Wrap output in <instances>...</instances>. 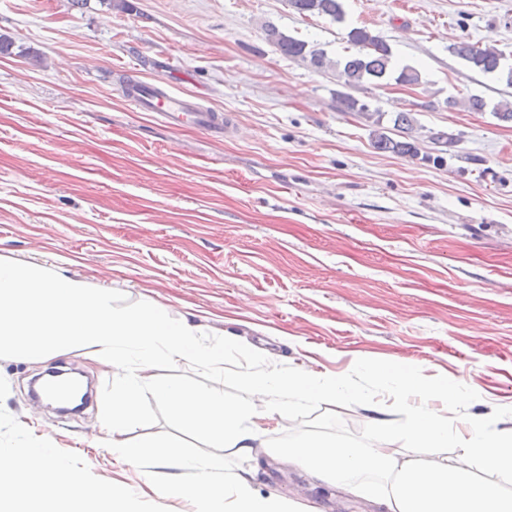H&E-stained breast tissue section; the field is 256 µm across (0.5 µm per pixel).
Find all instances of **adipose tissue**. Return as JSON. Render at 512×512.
I'll use <instances>...</instances> for the list:
<instances>
[{
    "mask_svg": "<svg viewBox=\"0 0 512 512\" xmlns=\"http://www.w3.org/2000/svg\"><path fill=\"white\" fill-rule=\"evenodd\" d=\"M201 333L188 320L173 321L162 306L146 301L130 311L118 306L111 289L91 287L44 264L0 259V358L82 351L118 369L112 395L99 407L112 436L107 451L134 468L150 455L192 474L188 481L153 484L155 494L189 500L195 512H299L292 499L256 490L253 471L226 473L219 450L254 459L263 447L266 419L286 418L294 400L341 396L344 385L313 371L285 373L263 365L257 350L251 356L260 368L239 376L255 398L247 406L227 404L219 386L203 389L188 380L155 377L163 363L223 372V343L201 341ZM400 383L405 393L419 396V405L404 421L389 407H374V425L402 433L410 447L425 449V457L329 440L272 448L269 456L284 457L311 479L372 501L383 512H512V492L504 490L512 481V430L497 432L487 419L473 418L462 453L449 455L448 420L429 403L441 396L456 408L465 401L463 393L448 384L428 386L417 365L401 371ZM147 397L162 403L184 430L217 447V454L199 458L158 437L130 442L129 428L147 421L140 409ZM129 495L123 484L90 479L48 440L0 444V512H94L98 504L107 505V512H128Z\"/></svg>",
    "mask_w": 512,
    "mask_h": 512,
    "instance_id": "obj_1",
    "label": "adipose tissue"
}]
</instances>
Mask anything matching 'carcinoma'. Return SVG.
<instances>
[{
  "instance_id": "obj_1",
  "label": "carcinoma",
  "mask_w": 512,
  "mask_h": 512,
  "mask_svg": "<svg viewBox=\"0 0 512 512\" xmlns=\"http://www.w3.org/2000/svg\"><path fill=\"white\" fill-rule=\"evenodd\" d=\"M288 5L305 17L327 16L335 22L344 17L342 0H288ZM265 36L288 59L307 62L314 69L323 72L340 71V77L348 87L364 82L379 84L385 80H392L395 84L408 88L422 84L420 70L410 65L396 67L391 46L365 26H354L348 31L347 42L353 52L342 59H333L325 51L311 47L305 40L285 34L274 25H265ZM450 50L470 69L483 75H491L512 87V64L506 62L502 51L495 46L480 47L462 40L454 43ZM336 102L340 111L355 112L372 121L374 129L371 143L375 149L411 158L419 156L412 112L400 110L392 113L390 125L385 126V113L378 108L370 109L366 102L345 93L336 94ZM448 105H460L469 112H489L501 122L512 123V104L508 102L491 104L484 97L473 94L460 100L450 99ZM430 140L435 145L436 155H427L425 159L438 163L443 161V155L457 142L453 135L443 131L431 133Z\"/></svg>"
}]
</instances>
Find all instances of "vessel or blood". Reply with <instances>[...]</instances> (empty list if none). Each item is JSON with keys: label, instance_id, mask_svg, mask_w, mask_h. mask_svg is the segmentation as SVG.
<instances>
[{"label": "vessel or blood", "instance_id": "b4317fda", "mask_svg": "<svg viewBox=\"0 0 512 512\" xmlns=\"http://www.w3.org/2000/svg\"><path fill=\"white\" fill-rule=\"evenodd\" d=\"M127 98L137 109L156 113L172 128L190 123L202 130L215 132L226 126L222 113L201 107L193 101L191 94L185 92L138 80L128 91Z\"/></svg>", "mask_w": 512, "mask_h": 512}]
</instances>
